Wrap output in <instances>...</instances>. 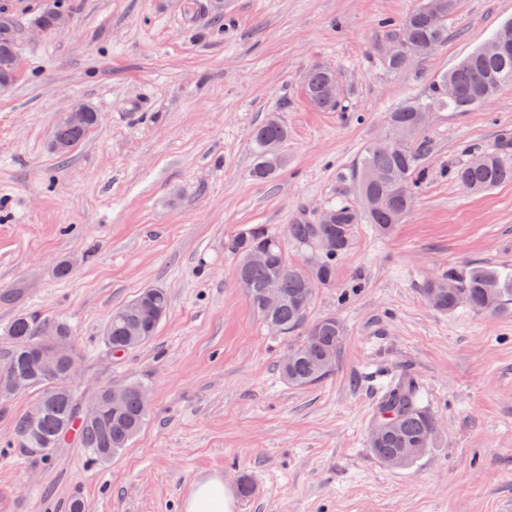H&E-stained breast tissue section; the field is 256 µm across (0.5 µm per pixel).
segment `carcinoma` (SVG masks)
<instances>
[{"instance_id":"obj_1","label":"carcinoma","mask_w":512,"mask_h":512,"mask_svg":"<svg viewBox=\"0 0 512 512\" xmlns=\"http://www.w3.org/2000/svg\"><path fill=\"white\" fill-rule=\"evenodd\" d=\"M458 0H425L411 11L398 27L386 31L377 45L382 65L390 72L407 68V58H426L448 40V15ZM15 18L0 10V75L16 72L18 56L14 42ZM455 95L448 97V85ZM512 85V22L502 24L492 37L448 72L433 80L421 100L408 101L388 114L387 129H401L405 136L391 146L369 144L356 166L346 176L347 196L330 204L327 224L300 221L289 224L285 236L262 224L243 229L224 240V250L237 258L238 285L251 307L266 325L276 327L282 336L302 332L299 340L288 344L280 362L282 377L293 386H308L330 375L340 353L345 329L334 316L311 323L307 315L316 289L335 276L336 258L351 246L356 228L371 224L387 233L403 221L414 204L416 190L426 178L425 160L429 151L423 138L426 118L432 112H467L495 97ZM304 93L312 105L323 112L341 108V97L334 72L322 65L312 66L303 82ZM93 113L86 112L73 121L56 123L51 148L64 153L94 127ZM288 140V128L271 117L253 132L255 165L252 176L261 181L274 179L283 166L281 146ZM454 179L473 192H481L512 181V142L504 141L487 150H476L471 160L456 169ZM331 236L336 249L316 250L317 242ZM309 252L310 268L288 263L284 239ZM264 249L269 260L247 264L248 254ZM277 280L282 290L279 307L269 310L263 302V288ZM427 302L435 309L451 312L465 306L477 312H512V271L502 272L483 265L460 271L448 267L423 288ZM166 289L150 286L132 300L112 311L103 339L114 355H120L149 341L169 312ZM8 349L3 353L0 373V404L15 390L11 380L26 382L36 391L42 407L39 419L29 412L16 416L13 431L18 446L42 457L52 455L73 427H79L78 445L94 460L112 461L128 448L140 431L149 406L143 403L144 386L137 381L99 389L94 399L100 407L95 419H84L77 411L83 397L75 394L65 379L64 365L50 375L40 359V346L47 342L72 343L71 330L63 323L50 326L21 313L7 326ZM374 424L380 427L376 439L369 441L373 455L391 468L413 465L434 447L437 423L422 405L413 381L398 377L389 382L379 401Z\"/></svg>"}]
</instances>
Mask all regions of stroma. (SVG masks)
I'll return each mask as SVG.
<instances>
[{"label":"stroma","mask_w":512,"mask_h":512,"mask_svg":"<svg viewBox=\"0 0 512 512\" xmlns=\"http://www.w3.org/2000/svg\"><path fill=\"white\" fill-rule=\"evenodd\" d=\"M72 17L46 35L28 25L48 2ZM0 0L22 28L14 83L0 91V291L25 286L15 312L63 322L79 353L71 387L91 395L141 381L147 420L112 462L75 442L51 458L19 448L18 393L0 409V512H182L198 479L255 485L237 512H512V314L435 310L422 288L448 267L512 269V182L481 194L450 176L471 149L512 140V87L468 112L432 113L429 176L387 235L359 225L318 287L311 318L344 325L336 365L293 387L271 334L237 284L224 240L263 224L280 232L343 198L340 180L383 136L387 115L512 20V0H459L448 40L394 74L378 60L382 20L422 0ZM332 69L343 109L308 102L303 75ZM79 103L97 126L68 153L52 128ZM278 115L289 137L278 177L260 181L252 133ZM71 264L68 277L55 267ZM165 288L156 336L114 358L112 312ZM406 376L438 424L437 443L391 470L369 452L384 385Z\"/></svg>","instance_id":"obj_1"}]
</instances>
